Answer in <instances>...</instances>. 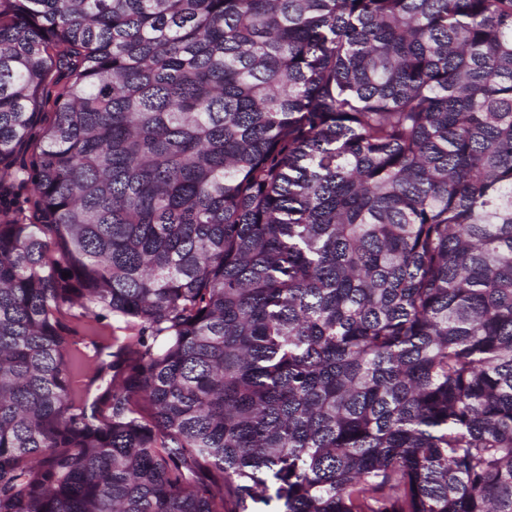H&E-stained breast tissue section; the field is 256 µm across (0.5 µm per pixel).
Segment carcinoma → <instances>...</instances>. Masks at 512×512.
Masks as SVG:
<instances>
[{"label":"carcinoma","mask_w":512,"mask_h":512,"mask_svg":"<svg viewBox=\"0 0 512 512\" xmlns=\"http://www.w3.org/2000/svg\"><path fill=\"white\" fill-rule=\"evenodd\" d=\"M273 501L512 512V0H0V512ZM20 182L22 181L18 180L16 182L17 185L14 191L11 215L16 218L24 219L25 222L28 223L30 219H32L33 203L28 190Z\"/></svg>","instance_id":"cac0c4a2"}]
</instances>
